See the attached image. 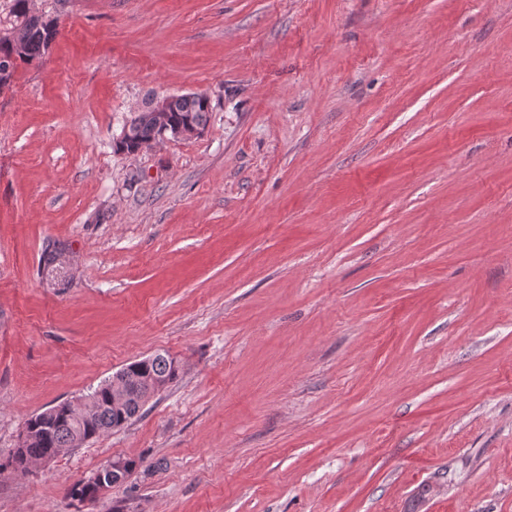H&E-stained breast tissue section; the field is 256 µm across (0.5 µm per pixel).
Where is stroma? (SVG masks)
Here are the masks:
<instances>
[{"mask_svg": "<svg viewBox=\"0 0 512 512\" xmlns=\"http://www.w3.org/2000/svg\"><path fill=\"white\" fill-rule=\"evenodd\" d=\"M58 7L0 92V460L134 360L179 372L1 470L0 512H512V0ZM188 93L203 136L115 151ZM170 99L164 97L162 99L149 100L144 110L139 112L134 118L127 123L123 130L122 143H117V150L134 154V148L141 143L149 142L159 135L158 126H162V135H167V112L170 113L171 119L175 123L189 121L196 126L188 125L184 129H180V135L186 139L197 138L202 136L209 122V113L211 106L208 98L203 94L190 93L184 95L173 96ZM154 104V108H153ZM153 112V114H152ZM155 117V121L152 117ZM158 126H157V125ZM203 126V127H201ZM174 361L168 354L157 353L122 368L119 371L122 372L121 377H125L131 387L130 404L123 412L112 409L123 408L127 401L121 377L113 375L111 380L85 396V409L79 417H73L63 410L55 411L56 406L32 416L25 423V441L20 442L5 463H0V470L10 468L14 473L25 475L30 472L29 466L33 460L43 459L36 466L43 468L54 460L47 457L58 454L59 448H73L76 442H87L123 427L147 402L143 399L153 382L162 381L167 386L177 377L178 369L174 367ZM84 399L67 401L64 406L74 411L83 406ZM119 461L124 463V471L122 472V476L124 478V482L131 475L133 471H135L137 467V462L130 458H116ZM122 471V464L116 461H112L104 466V471H101L95 477H93L97 472L92 474L86 479L80 480L77 483L73 484L69 489V497L77 501L78 503H83L85 501L95 500L94 491L92 489L91 478L92 481L97 482L98 484V493L99 496H104L108 492L112 491V488L118 487L122 484L123 478L120 474ZM112 473V480L106 482L103 479V475L105 473Z\"/></svg>", "mask_w": 512, "mask_h": 512, "instance_id": "35a3bbf8", "label": "stroma"}]
</instances>
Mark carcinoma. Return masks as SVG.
I'll list each match as a JSON object with an SVG mask.
<instances>
[{
  "instance_id": "obj_1",
  "label": "carcinoma",
  "mask_w": 512,
  "mask_h": 512,
  "mask_svg": "<svg viewBox=\"0 0 512 512\" xmlns=\"http://www.w3.org/2000/svg\"><path fill=\"white\" fill-rule=\"evenodd\" d=\"M7 8L0 7V15L6 14L5 23H0V89L10 85L17 69L42 58L50 44L59 35V16L30 13L29 0H6ZM18 39L23 50L14 53L13 39ZM154 100L146 103L127 123L122 142L117 150L132 154L134 148L155 139L160 130L153 117ZM211 106L203 94L190 93L173 97L170 116L173 122L189 121L196 126H207ZM131 387L129 406L123 411L112 409L111 381H106L85 396L86 405L82 415L74 417L63 410L47 409L29 418L25 423L26 439L19 444L1 469H11L17 474L29 472L30 463L58 454L61 448H71L76 442H87L105 432L121 428L134 418L143 407V399L155 381L170 384L177 377L174 359L157 353L148 358L135 360L121 369ZM69 497L79 503L94 499L91 478L73 484Z\"/></svg>"
}]
</instances>
